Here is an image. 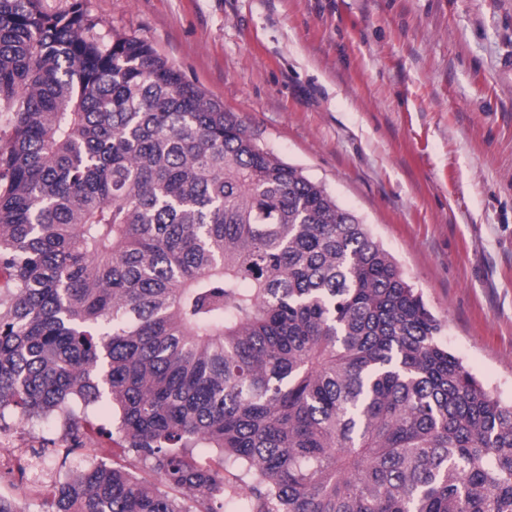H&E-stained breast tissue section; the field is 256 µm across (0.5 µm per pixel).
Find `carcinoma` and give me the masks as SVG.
Here are the masks:
<instances>
[{
	"label": "carcinoma",
	"mask_w": 512,
	"mask_h": 512,
	"mask_svg": "<svg viewBox=\"0 0 512 512\" xmlns=\"http://www.w3.org/2000/svg\"><path fill=\"white\" fill-rule=\"evenodd\" d=\"M96 26L0 0V418L98 407L126 456L52 512H512V403L367 225Z\"/></svg>",
	"instance_id": "carcinoma-1"
}]
</instances>
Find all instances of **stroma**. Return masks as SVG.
<instances>
[{"mask_svg":"<svg viewBox=\"0 0 512 512\" xmlns=\"http://www.w3.org/2000/svg\"><path fill=\"white\" fill-rule=\"evenodd\" d=\"M369 224L512 403V0H84ZM85 447L124 463L112 416Z\"/></svg>","mask_w":512,"mask_h":512,"instance_id":"stroma-1","label":"stroma"}]
</instances>
